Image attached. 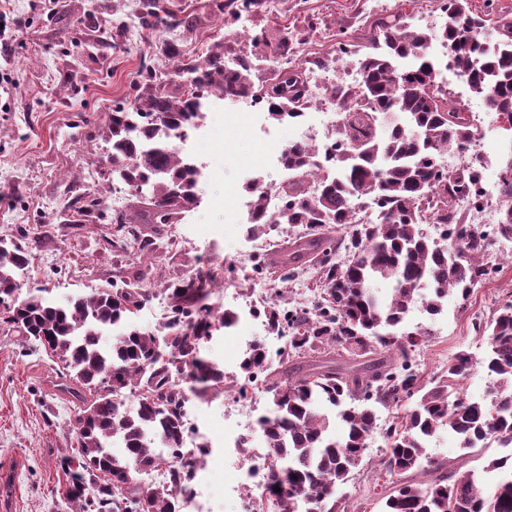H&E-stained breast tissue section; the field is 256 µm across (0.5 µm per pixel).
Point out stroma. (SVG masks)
Returning <instances> with one entry per match:
<instances>
[{"mask_svg": "<svg viewBox=\"0 0 512 512\" xmlns=\"http://www.w3.org/2000/svg\"><path fill=\"white\" fill-rule=\"evenodd\" d=\"M108 0H66L48 14L43 0H0L13 38L0 73L10 82L0 88V236L18 241L31 255L20 281L23 292L44 288L60 300L87 295L92 289L132 275L128 263L117 262L104 241L112 231V198L99 196L86 222L65 223L63 214L74 189L88 191L86 174L98 169V153L106 149V120L115 106L132 102L142 64L166 70L160 53L163 40L179 39L186 56L204 55L223 40L226 29L216 0H164L167 8L189 18L188 29L146 31L129 24L119 44L109 45L112 10ZM403 9L410 22H423L439 11V0H281L277 11L255 17V27L275 40L284 28L308 29L301 48L305 60L317 62L335 54L336 35L347 30L368 33L374 18ZM474 126L486 159L487 175L499 176L512 159V131L499 126L494 113H473ZM287 123L274 124L264 112L235 101L211 99L203 127L191 133L185 151L204 165L206 203L177 224H154L152 237L162 245L150 267L154 296L169 298L170 290L200 269L214 270L222 286L206 292L203 302L215 310L238 313L237 324L213 334L199 345L203 359L232 376L230 384H197L185 409L188 431L197 444L210 448L205 494L208 512H235L227 486L236 478L224 464V437L245 428L248 415L271 406L269 395L256 388L238 398L235 384L247 342L265 343L270 354L280 344L267 326L252 324L245 304H270L280 288L281 257L295 236L281 225L270 233H246L235 218V202H246V185L257 176L280 186L283 175L271 156L295 138ZM177 247H169L170 236ZM263 263L261 275L250 268ZM512 292V259L501 258L499 271L469 300L449 294L441 314L411 315L409 327L419 328L425 341L417 355L420 370L430 376L443 359L459 349L481 356L486 348L471 319L490 315L503 294ZM62 365L45 352L28 349L16 332L0 322V504L7 512H77L76 482L67 466L77 442L70 427L74 411L51 387ZM491 449L469 453L450 433H442L428 450L430 463L409 473V480L433 477V466L464 471L480 466ZM378 459L364 458L346 487L356 512H382L386 495L400 483Z\"/></svg>", "mask_w": 512, "mask_h": 512, "instance_id": "stroma-1", "label": "stroma"}]
</instances>
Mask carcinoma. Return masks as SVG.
<instances>
[{
  "mask_svg": "<svg viewBox=\"0 0 512 512\" xmlns=\"http://www.w3.org/2000/svg\"><path fill=\"white\" fill-rule=\"evenodd\" d=\"M463 2L440 0L445 22L438 29L414 30L400 10L377 20L367 52L358 37L340 31L336 53L360 54L363 80L353 91L331 87L339 115L336 174L320 175V189L311 193L305 178L312 175V148L293 142L284 152L293 177L280 187L281 211L265 214L260 187L252 188L255 217L247 233L279 224L302 227L282 261L284 282L302 271L306 255L322 254L312 271L314 305L282 309L273 303L266 312L270 329L288 328L283 362L336 347L349 356L344 368H311L273 381L265 375V346L249 345L239 363L247 382L259 381L272 394V408L259 417L258 428L274 512H351L336 491L354 478L379 406L403 411L385 433L384 466L391 474L420 469L428 442L443 429L464 449L512 447V294L489 318H472L486 343L483 356L475 359L461 349L428 380L414 359L425 336L404 329L418 305L435 316L451 291L467 301L475 285L497 272L493 242L512 239L511 207L497 224H465L458 217L460 197L481 204L480 159L446 172L439 166L442 154L467 149L475 133L472 116L450 103L437 84V60L427 52L432 41L448 46L488 111L512 115V22L500 24L489 42ZM259 6L260 0L216 4L226 23ZM138 9L140 25L150 30L189 25V19L164 11L160 0H139ZM243 42L237 32L226 35L204 58L189 62L176 44H167L173 75L142 68L133 102L108 116L110 147L101 176L122 182L140 200L112 216L107 244L115 257L130 251L141 263L150 260L155 240L146 225L178 224L201 202L196 168L172 144L188 137L201 99L253 95L271 120L283 122L308 98L303 64L292 62L294 32L284 31L273 43L266 66ZM230 56L239 60L234 70L225 67ZM355 197L376 206V219L359 215ZM425 223L440 226L439 237L428 234ZM333 229L342 232L340 239L330 236ZM28 263L18 245L0 238L3 322L62 363L57 387L75 411L77 480L91 494L87 506L96 512H179L178 495L187 481L180 454L187 397L172 380H224V369L200 358L199 343L235 324L236 312L211 314L200 305L203 285L190 280L172 290V315L157 332L142 331L131 316L151 296L144 286L147 270H138L132 282L61 303L41 293L20 298L16 272ZM107 331L112 339L105 344ZM477 366L490 388L474 400L461 386ZM126 389L134 397L131 409L116 400ZM114 441L123 454L108 451ZM158 443L174 458L171 487L154 489L144 509L140 476L165 461L155 450ZM383 512H512V459L494 457L479 470L446 472L429 482L403 481Z\"/></svg>",
  "mask_w": 512,
  "mask_h": 512,
  "instance_id": "carcinoma-1",
  "label": "carcinoma"
}]
</instances>
